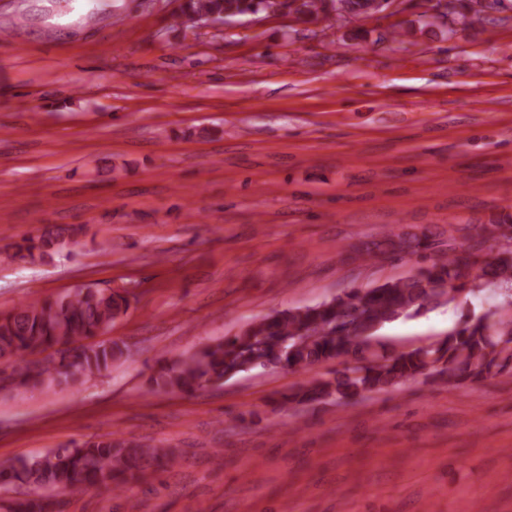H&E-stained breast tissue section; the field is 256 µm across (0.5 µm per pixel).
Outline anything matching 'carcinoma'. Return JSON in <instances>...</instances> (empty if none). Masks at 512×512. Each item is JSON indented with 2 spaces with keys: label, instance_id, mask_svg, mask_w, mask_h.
Segmentation results:
<instances>
[{
  "label": "carcinoma",
  "instance_id": "1",
  "mask_svg": "<svg viewBox=\"0 0 512 512\" xmlns=\"http://www.w3.org/2000/svg\"><path fill=\"white\" fill-rule=\"evenodd\" d=\"M349 11L369 18L378 13L374 0H346ZM491 9L489 0H458L455 12L483 22ZM267 11L266 0H184L174 25L186 24L194 15L245 16ZM304 23L343 18L331 13L327 0H302L295 10ZM83 227L47 229L41 236L14 246L8 258H33L46 250L75 244ZM493 255L479 260L483 245ZM425 253L431 248L425 236L410 244L385 238L352 259L376 260L386 252L405 249ZM512 284V223L482 227L473 245H448V254L416 275L375 288L342 291L321 303L291 308L249 323L239 334L216 339L162 366L150 377L152 390L194 393L224 380L228 375L256 367L289 368L309 372L337 363V368L311 379L288 397L298 411L328 400L351 405L365 396L385 391L425 372L450 383L480 381L491 374L512 371V319L492 311L464 314L439 340L386 357L364 346L386 324L414 317L452 302L474 290ZM118 291L86 287L43 302H21L0 313V358L12 361L6 377L14 388L45 384H76L80 377L109 369L121 358L116 343L97 342L126 307ZM174 454L131 439L107 436L75 448H58L29 461L0 469V487L26 486L41 491L35 498L8 501L6 512H59L54 491L81 493L91 488H123L144 476Z\"/></svg>",
  "mask_w": 512,
  "mask_h": 512
}]
</instances>
